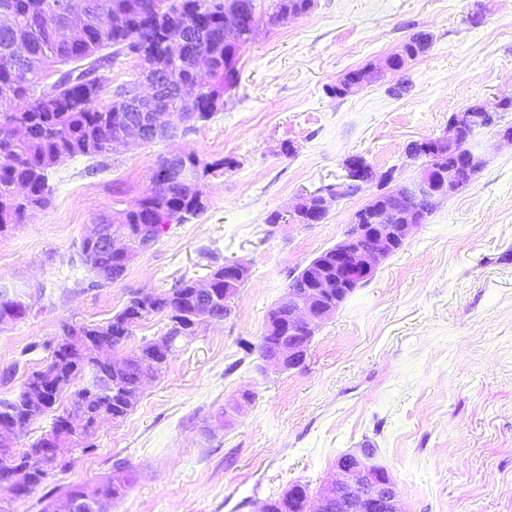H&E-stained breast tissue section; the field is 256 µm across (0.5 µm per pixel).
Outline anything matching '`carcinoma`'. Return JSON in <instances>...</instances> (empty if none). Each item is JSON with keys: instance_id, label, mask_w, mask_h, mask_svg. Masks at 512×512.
I'll return each mask as SVG.
<instances>
[{"instance_id": "carcinoma-1", "label": "carcinoma", "mask_w": 512, "mask_h": 512, "mask_svg": "<svg viewBox=\"0 0 512 512\" xmlns=\"http://www.w3.org/2000/svg\"><path fill=\"white\" fill-rule=\"evenodd\" d=\"M310 0H272L271 9H261L259 0H0V105L10 108L0 112V234L21 223L30 211L47 208L50 203L49 170L62 158L104 157L118 145L112 136V104L101 103L104 86L84 80L100 67L112 68L122 56L138 57L147 51L164 69L194 89L200 120L207 121L224 106V90L238 82L236 65L224 66V24L242 23L245 17L267 16L275 24L279 13L292 9L307 13ZM190 35L188 50L180 60L167 54L166 38ZM208 49L212 81L204 82L193 69L191 55L196 49ZM110 52L103 53L104 49ZM61 75L57 84H45L49 75ZM368 80L366 69L347 72L328 93L340 97L344 86ZM167 158L157 160L152 186L139 199L137 207L122 211L116 217L101 219L107 229L116 228L138 238L140 229L158 222L164 216L169 222L182 224L206 210L196 191L185 184L168 183L161 178ZM83 265L95 272L115 264L112 253L98 243L83 240L78 252ZM216 292L208 303L214 314L224 318V268L211 273ZM201 301L195 279L182 277L170 289L140 292L130 298L122 311L106 325L124 326L127 333L140 322L162 314L170 327L166 334L179 336L172 312L186 309ZM32 307H20L0 301V325L15 323L28 317ZM100 324L77 329L65 324L63 335L84 338L83 349L64 354L51 365L33 371L9 398H0V432L22 415L26 388L69 380L70 400L86 402L95 408L76 382L83 372L94 369L112 385L108 397L111 411L126 417L123 394L142 385V360L150 354V343L144 342L128 356L127 369L115 374L108 363L93 356L101 344H112V337L101 332ZM44 447L38 437L26 448L16 451L9 469L10 485L28 488L34 495L49 482L48 477L27 470V456ZM131 482L126 467L118 464L112 473L93 486H76L63 498L96 497L112 506L123 496ZM267 512H305V504L283 492L268 500Z\"/></svg>"}]
</instances>
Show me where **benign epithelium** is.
Wrapping results in <instances>:
<instances>
[{"instance_id": "7a95c632", "label": "benign epithelium", "mask_w": 512, "mask_h": 512, "mask_svg": "<svg viewBox=\"0 0 512 512\" xmlns=\"http://www.w3.org/2000/svg\"><path fill=\"white\" fill-rule=\"evenodd\" d=\"M411 60L412 57L395 52L379 66L378 73L391 76L399 84L407 80L406 64ZM173 93L186 96L185 90L165 70L142 65L138 80L128 85L126 93L118 97V111L139 112L141 118L137 122L116 123L114 137L118 144L125 147L132 142H140L146 128L162 126L167 120L172 127L177 121L188 122L189 112H180L170 120L157 115V100ZM495 126L497 113L480 105L474 112L453 115L448 129L435 138L434 143L425 138L409 142L405 154L410 159L420 158L421 148L429 145L434 152L460 155L466 162V169H446L427 161L414 178L392 187V192L409 202L407 209L393 211L383 204H375L356 212L344 238L331 248L327 258L314 266L306 264L300 269L297 279L302 281L301 286L287 289L276 306L281 320H267L260 342L266 345L273 341L275 345L265 352L266 361L281 370L293 369L304 363L308 346L320 324L335 314L356 285L373 278L381 261L404 246L438 200L456 192L482 169L484 160L473 141V133L478 128ZM168 158L167 180L199 189L195 172L179 160V155L172 153ZM344 170L341 181L322 189L311 199L325 207L330 200L360 192L377 178L371 163L361 155L349 156L344 162ZM89 238L106 245L122 267L153 245L150 229L133 242L126 234H110L98 224ZM224 267L229 272L224 301L230 307L237 288L248 276L249 268L242 262L226 263ZM181 315L186 318V332L191 335L200 324L214 320L209 308L203 305L183 311ZM151 348L152 356L148 363L153 365L170 359L169 337L163 336L151 342ZM107 417L109 412L104 410L93 418L78 407L66 412L59 429L44 435L45 447L29 456L27 464L41 469L44 463L60 459L69 434L94 428ZM336 469L341 478L323 484L314 499L316 508L312 512H405L396 481L388 468L377 460L372 449L362 448L346 454L336 462Z\"/></svg>"}]
</instances>
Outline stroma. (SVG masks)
Masks as SVG:
<instances>
[{
    "label": "stroma",
    "instance_id": "35a3bbf8",
    "mask_svg": "<svg viewBox=\"0 0 512 512\" xmlns=\"http://www.w3.org/2000/svg\"><path fill=\"white\" fill-rule=\"evenodd\" d=\"M478 3L486 17L474 26ZM418 31L432 43L408 66L407 94L390 93L388 77L328 94ZM237 69L223 109L192 132L60 160L50 206L0 236V283L33 306L0 327V397L44 365L62 324L104 323L133 293L241 260L249 276L231 316L201 325L125 419L101 421L93 451L65 449L71 466L55 484L95 483L123 461L132 481L111 512H259L292 483L318 490L368 440L406 512H512V144L493 129L473 136L484 168L321 325L302 367L279 371L242 347L258 343L290 273L341 241L370 195L329 201L317 224L268 215L335 183L354 154L409 180V141L512 94V0H314L260 22ZM182 152L211 167L199 183L207 211L91 287L72 262L83 238L134 207L159 156Z\"/></svg>",
    "mask_w": 512,
    "mask_h": 512
}]
</instances>
